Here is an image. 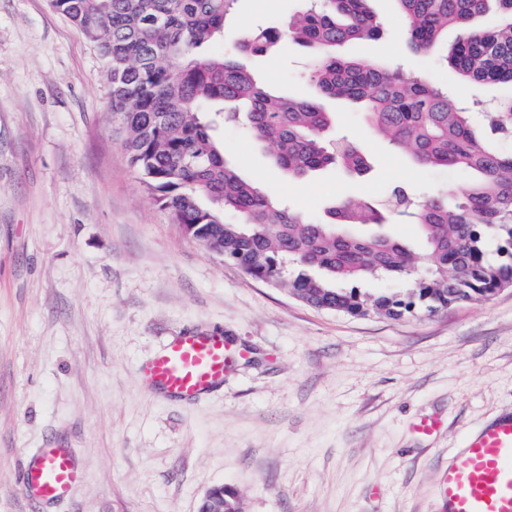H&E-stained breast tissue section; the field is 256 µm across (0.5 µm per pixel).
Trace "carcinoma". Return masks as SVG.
<instances>
[{
  "instance_id": "obj_1",
  "label": "carcinoma",
  "mask_w": 512,
  "mask_h": 512,
  "mask_svg": "<svg viewBox=\"0 0 512 512\" xmlns=\"http://www.w3.org/2000/svg\"><path fill=\"white\" fill-rule=\"evenodd\" d=\"M236 0H49L51 8L92 43L110 84L123 147L144 190L175 224H199L202 241L248 276L317 309L364 317H400L487 299L512 286V97L484 113V134L448 90L409 79L383 65L347 59L337 49L374 38L381 24L366 0H302L285 28L245 35L241 47L262 55L287 34L313 54L310 81L327 98L361 106L364 118L393 153L426 168L472 178L418 202L402 187L378 201H338L327 221L312 220L244 179L224 159L211 115L234 121L244 106L253 135L274 148L291 177L326 167L362 171L365 152L330 137L333 115L311 99L280 96L230 57L198 50L224 38ZM417 49L436 46L448 28L468 36L445 57L460 77L512 84V0H395ZM495 4L492 27L475 20ZM233 212L239 221L224 219ZM388 213L412 218L415 247L377 231ZM496 243L497 259L486 243ZM392 280L397 292L365 296L347 284Z\"/></svg>"
}]
</instances>
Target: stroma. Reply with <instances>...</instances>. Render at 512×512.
I'll return each mask as SVG.
<instances>
[{
	"instance_id": "35a3bbf8",
	"label": "stroma",
	"mask_w": 512,
	"mask_h": 512,
	"mask_svg": "<svg viewBox=\"0 0 512 512\" xmlns=\"http://www.w3.org/2000/svg\"><path fill=\"white\" fill-rule=\"evenodd\" d=\"M298 0H236L207 52L239 56L286 96L321 100L364 144L369 173L291 179L270 146L228 121L216 138L241 175L307 217L329 202L464 190L467 176L388 153L359 108L321 99L310 51L238 54L242 33L284 25ZM344 56L448 86L462 102L512 97L475 87L414 49L395 0ZM218 334L224 382L187 404L140 369L172 337ZM512 416V287L398 319L319 310L187 239L130 168L104 64L48 0H0V512H197L221 485L241 512H443L439 479L480 428ZM423 417L439 420L430 435ZM70 450L83 479L60 504L28 498L36 449Z\"/></svg>"
}]
</instances>
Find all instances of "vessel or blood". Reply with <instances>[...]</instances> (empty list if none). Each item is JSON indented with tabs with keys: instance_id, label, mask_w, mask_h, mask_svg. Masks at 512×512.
I'll return each instance as SVG.
<instances>
[{
	"instance_id": "obj_1",
	"label": "vessel or blood",
	"mask_w": 512,
	"mask_h": 512,
	"mask_svg": "<svg viewBox=\"0 0 512 512\" xmlns=\"http://www.w3.org/2000/svg\"><path fill=\"white\" fill-rule=\"evenodd\" d=\"M225 350L223 336L183 334L144 366V380L167 396L196 400L223 384ZM81 478L68 450L40 448L24 470L23 488L32 499L55 504ZM441 491L448 512H512V418L483 428L450 458Z\"/></svg>"
}]
</instances>
